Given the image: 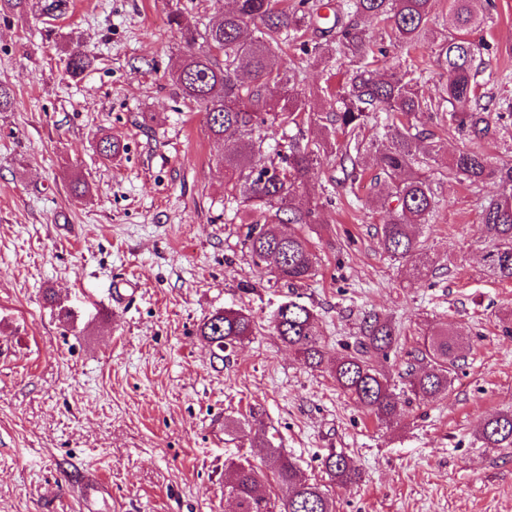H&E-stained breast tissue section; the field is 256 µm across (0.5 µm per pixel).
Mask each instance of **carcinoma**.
Returning <instances> with one entry per match:
<instances>
[{
	"label": "carcinoma",
	"instance_id": "carcinoma-1",
	"mask_svg": "<svg viewBox=\"0 0 512 512\" xmlns=\"http://www.w3.org/2000/svg\"><path fill=\"white\" fill-rule=\"evenodd\" d=\"M435 0H337L306 12L289 6L288 0H233L220 21L199 31L178 11L169 15L170 25L181 34L185 51L174 73L182 94L205 107V119L213 138L233 142L224 150V190L228 197L264 216L247 235L249 256L256 266L270 268L275 277L289 285L315 274L316 255L310 241L296 226L313 223L314 211L302 203L299 188L316 174L323 157L342 143V159L351 158V146H359L373 114H385L384 136L388 145L376 150V178L390 191L383 198L389 219L383 224L381 245L397 261L413 263L421 274L427 270L423 247L414 229L428 223L436 210L430 181L417 167L419 154L439 151L434 134L418 125L431 112L448 111V131L482 138L492 123L512 118L498 112L492 101H483L475 66L479 48L468 34L481 27L484 18L474 0H448L453 29L439 35L432 26ZM329 9L332 15H323ZM364 18L376 22L381 38L397 47L420 42L435 46L433 66L452 74V81L437 100L420 94L421 75L401 72L388 64L386 53L361 27ZM315 35L311 49L316 61L335 56L356 59L357 67L342 88L327 94L326 116L315 117L295 89L305 70L304 60L292 58L283 64L274 49L306 33ZM90 56L76 49L69 55L67 70L78 78L91 66ZM323 123V137L313 139L304 126ZM268 127L294 129L286 152L276 151L280 162L263 160ZM125 151L115 137H104L99 153L112 159ZM455 174L472 184L495 177L512 186V162H492L489 156L461 149L450 163ZM481 223L496 240L484 257L487 271L512 281V193L492 198L481 205ZM316 315L308 306L290 300L274 315V328L281 340L311 367L323 363V351L314 333ZM254 316L226 308L208 317L199 335L219 352H224L255 334ZM395 327L377 314L364 317L355 348L334 361L331 376L336 386L381 423L400 415L398 397L387 375L373 364V357L397 345ZM462 339L444 328L423 338L418 354L426 365L408 371L409 391L418 399L432 401L448 390L449 376L460 360ZM490 448L512 447V413L486 420L480 429ZM266 449L265 468L251 463L228 464L224 492L238 512H336L334 500L323 485L309 478L284 457L267 435L256 436ZM330 483L347 486L358 482L361 473L342 455L323 461ZM273 481L286 489V498L276 504L263 491L262 482Z\"/></svg>",
	"mask_w": 512,
	"mask_h": 512
}]
</instances>
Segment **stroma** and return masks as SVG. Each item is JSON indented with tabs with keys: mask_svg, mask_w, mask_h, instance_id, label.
<instances>
[{
	"mask_svg": "<svg viewBox=\"0 0 512 512\" xmlns=\"http://www.w3.org/2000/svg\"><path fill=\"white\" fill-rule=\"evenodd\" d=\"M227 0H68L58 17L0 12V512H234L228 461L261 464L265 430L309 477L345 455L362 479L331 487L336 512H512V447L489 448L480 424L512 412V281L486 272L493 241L481 203L505 193L498 179L472 185L449 168L472 147L512 159V122L481 140H442L422 163L439 204L417 229L428 268L380 245L387 219L374 148L364 176L345 182L324 159L300 190L317 203L303 226L315 276L291 288L253 266L245 236L256 213L224 195V143L173 79L183 53L168 14L205 27ZM480 91L512 104V0H479ZM81 48L94 57L67 71ZM431 46L393 48L389 60L423 73L439 96L447 73ZM355 64L311 65L298 90L325 114L327 89ZM123 141L114 162L103 135ZM85 184L82 194L74 182ZM318 316L329 358L344 355L362 318L391 320L399 344L375 364L403 404L379 425L313 369L273 327L281 304ZM251 313L259 328L217 355L198 334L213 313ZM71 312L69 319L59 309ZM446 328L463 340L448 390L412 398L404 372L423 337Z\"/></svg>",
	"mask_w": 512,
	"mask_h": 512,
	"instance_id": "1",
	"label": "stroma"
}]
</instances>
